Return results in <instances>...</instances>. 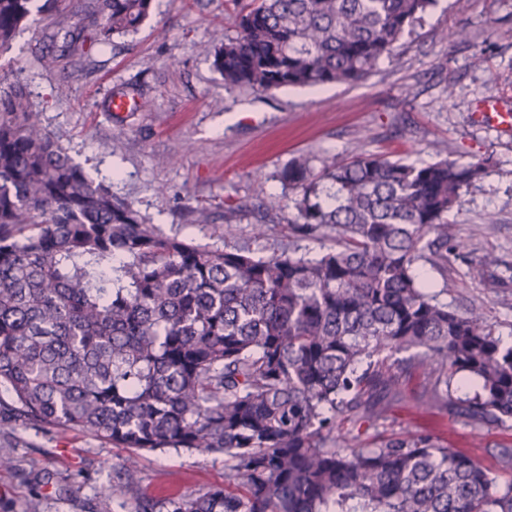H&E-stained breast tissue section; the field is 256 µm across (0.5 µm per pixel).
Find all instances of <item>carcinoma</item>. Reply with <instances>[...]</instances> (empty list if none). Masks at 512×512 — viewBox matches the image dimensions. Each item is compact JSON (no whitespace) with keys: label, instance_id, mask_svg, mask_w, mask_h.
I'll list each match as a JSON object with an SVG mask.
<instances>
[{"label":"carcinoma","instance_id":"1","mask_svg":"<svg viewBox=\"0 0 512 512\" xmlns=\"http://www.w3.org/2000/svg\"><path fill=\"white\" fill-rule=\"evenodd\" d=\"M153 0H0V50L49 19L65 67L134 32ZM436 0H251L215 51L227 89L359 83ZM487 161L415 165L359 152L279 174L297 244L256 257L158 232L39 124L27 86L0 90V428L78 430L142 451L224 454V486L167 512H512L474 458L407 436L368 446L337 419L373 422L418 368L434 404L512 419V343L485 306L463 314L418 279L444 273L448 214ZM329 241L317 255L298 242ZM478 383L456 395L457 375Z\"/></svg>","mask_w":512,"mask_h":512}]
</instances>
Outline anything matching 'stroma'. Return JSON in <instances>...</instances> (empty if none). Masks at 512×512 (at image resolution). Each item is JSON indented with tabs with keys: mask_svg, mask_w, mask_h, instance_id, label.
Returning a JSON list of instances; mask_svg holds the SVG:
<instances>
[{
	"mask_svg": "<svg viewBox=\"0 0 512 512\" xmlns=\"http://www.w3.org/2000/svg\"><path fill=\"white\" fill-rule=\"evenodd\" d=\"M233 0H153L137 33L68 69L35 60L46 21L21 29L0 54V80L27 83L41 126L76 163L133 204L145 223L200 245H246L257 257L287 249L288 206L278 173L304 156L355 153L416 164L491 157L463 196L454 221L448 272L418 261L416 272L441 302L464 311L484 301L496 336L512 342V129L476 116L494 96L512 110V0H436L395 58H382L354 85L227 91L213 65L221 39L235 36ZM466 28L469 40L450 33ZM129 108L111 112L110 98ZM250 203L231 211L227 199ZM268 225L266 238L252 236ZM494 265H483L485 255ZM427 381L412 372L381 402L374 424L344 422L371 443L428 434L465 452L499 481L512 450V420L474 424L429 407ZM126 449L77 430L0 429V512H133L137 499L195 495L224 483V457L184 449L147 451L141 484L120 478Z\"/></svg>",
	"mask_w": 512,
	"mask_h": 512,
	"instance_id": "obj_1",
	"label": "stroma"
}]
</instances>
